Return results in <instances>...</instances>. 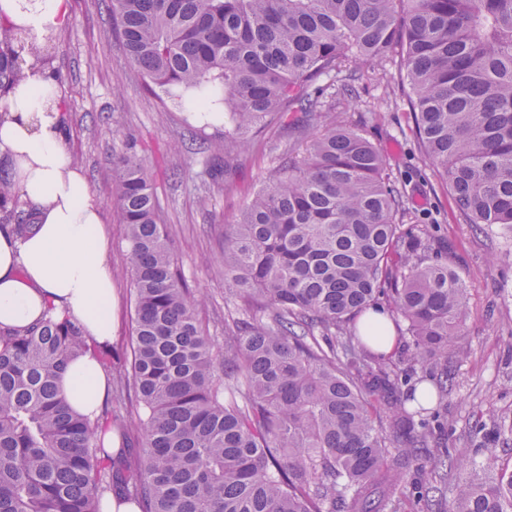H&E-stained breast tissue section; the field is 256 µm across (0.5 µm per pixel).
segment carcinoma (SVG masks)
Returning <instances> with one entry per match:
<instances>
[{
  "label": "carcinoma",
  "mask_w": 512,
  "mask_h": 512,
  "mask_svg": "<svg viewBox=\"0 0 512 512\" xmlns=\"http://www.w3.org/2000/svg\"><path fill=\"white\" fill-rule=\"evenodd\" d=\"M126 56L169 97L207 84L246 132L269 112L316 121L322 77L353 93L357 62L403 59L416 134L469 224L512 231V0H110ZM0 26V94L23 69ZM112 210L134 290L131 366L143 448L117 459L58 396L70 358L100 348L67 319L0 328V512H102L106 488L142 512H383L416 469L445 482L467 463L429 447L442 428L448 349L468 318L466 288L424 228L395 222L402 195L375 144L330 121L224 231V277L250 320L224 321L216 349L197 318L135 144L115 158ZM0 223L28 224L0 178ZM397 253L405 269L388 268ZM408 322L406 359L430 371L413 416L391 398L402 376L345 324L380 297ZM395 430L382 433L383 421ZM437 486L416 491L441 512ZM448 512H512V469L460 479Z\"/></svg>",
  "instance_id": "1"
}]
</instances>
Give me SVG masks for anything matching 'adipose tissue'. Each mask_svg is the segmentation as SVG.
I'll return each instance as SVG.
<instances>
[{
	"mask_svg": "<svg viewBox=\"0 0 512 512\" xmlns=\"http://www.w3.org/2000/svg\"><path fill=\"white\" fill-rule=\"evenodd\" d=\"M69 12L70 0H0V25L16 35L24 72L0 98V161L33 215L26 235L0 229V326L66 318L103 346L115 327L107 222L67 142L62 84L43 63L47 38ZM58 390L73 410L97 420L108 394L97 355L70 359Z\"/></svg>",
	"mask_w": 512,
	"mask_h": 512,
	"instance_id": "adipose-tissue-1",
	"label": "adipose tissue"
}]
</instances>
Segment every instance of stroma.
<instances>
[{"instance_id":"1","label":"stroma","mask_w":512,"mask_h":512,"mask_svg":"<svg viewBox=\"0 0 512 512\" xmlns=\"http://www.w3.org/2000/svg\"><path fill=\"white\" fill-rule=\"evenodd\" d=\"M70 13L66 27L48 39L46 61L66 86L68 143L108 212L117 297L112 355L128 361L132 337L129 263L110 196L112 157L128 140L153 180L172 257L188 287L206 298L198 318L207 335L223 343L225 312L250 317L224 301V227L311 134L297 128L295 113L270 114L237 149L224 177L212 179L206 146L223 139L229 124H198L162 92H148L126 61L105 0H71ZM402 70L397 55L380 66H361L354 95L328 103L337 122L364 127L383 154L402 195L397 223L427 227L468 289L471 316L451 353L454 379L443 415L451 451L470 458L471 478L489 481L496 473L485 465L486 449L512 468V231L464 221L416 136Z\"/></svg>"}]
</instances>
